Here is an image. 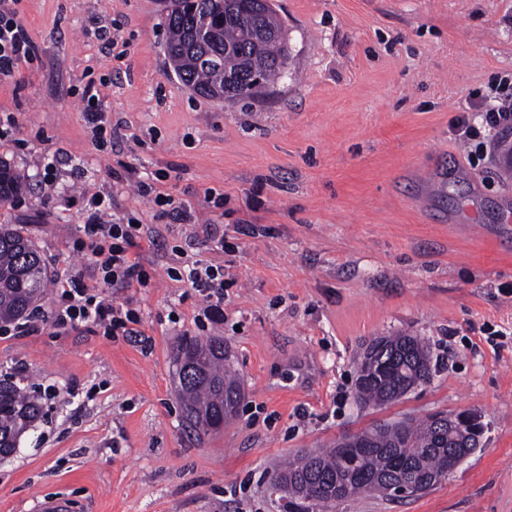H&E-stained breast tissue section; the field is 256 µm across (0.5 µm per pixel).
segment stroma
I'll use <instances>...</instances> for the list:
<instances>
[{
    "instance_id": "obj_1",
    "label": "stroma",
    "mask_w": 512,
    "mask_h": 512,
    "mask_svg": "<svg viewBox=\"0 0 512 512\" xmlns=\"http://www.w3.org/2000/svg\"><path fill=\"white\" fill-rule=\"evenodd\" d=\"M288 73L227 103L185 87L166 55L168 0H0L37 57L0 80V157L25 181L0 224L29 236L48 292L33 328L0 335V375L42 393L34 436L0 460V512L62 496L72 512H291L286 459L383 422L481 415L482 444L430 489L361 493L326 512H512V135L483 150L453 125L468 95L512 77V0H273ZM112 128L99 151L81 91ZM149 184L142 193L139 183ZM223 194L214 207L208 192ZM186 222L156 216L155 195ZM154 232L137 333L54 320L91 196ZM224 269L223 316L173 280ZM98 285V284H97ZM420 337L430 381L359 403V356ZM220 336L243 389L235 419L185 430L172 351Z\"/></svg>"
}]
</instances>
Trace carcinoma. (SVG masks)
I'll return each instance as SVG.
<instances>
[{
  "label": "carcinoma",
  "instance_id": "obj_1",
  "mask_svg": "<svg viewBox=\"0 0 512 512\" xmlns=\"http://www.w3.org/2000/svg\"><path fill=\"white\" fill-rule=\"evenodd\" d=\"M205 14L195 0H177L167 18L166 52L170 67L181 82L197 94L213 98L216 70L197 57L220 59L224 73L244 71L246 58L265 64L262 78L281 77L288 68V54L281 43L254 36L250 23L230 16L202 34ZM22 188L18 172L0 158V202H7ZM43 259L31 239L7 224H0V326L29 315L45 295ZM379 349L375 369L360 367L357 397L364 404L382 406L396 400L403 379L427 381L429 354L416 336H389L373 340L366 351ZM178 397L186 428L204 434L216 432L237 415L240 388L224 366V338L184 336L173 352ZM43 416L41 397L31 387L0 379V455L16 450L20 440ZM366 447L331 448L304 454L288 462L274 477L292 499L314 506L333 505L362 492L389 494L396 482L421 490L435 485L448 472V456L456 443L448 439V418L430 416L420 422H394L362 432Z\"/></svg>",
  "mask_w": 512,
  "mask_h": 512
}]
</instances>
